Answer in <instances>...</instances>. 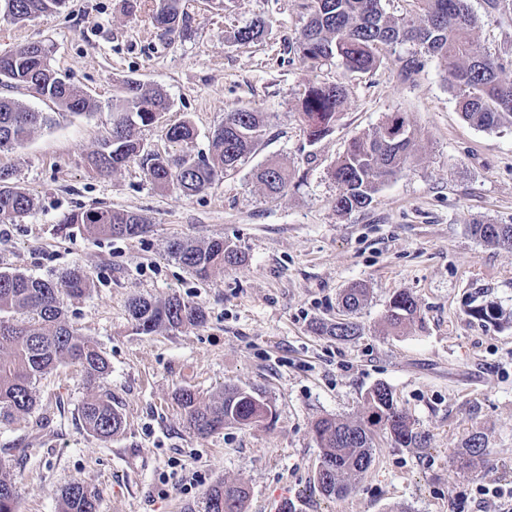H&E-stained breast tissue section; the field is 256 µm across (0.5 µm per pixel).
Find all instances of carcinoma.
I'll return each mask as SVG.
<instances>
[{
    "label": "carcinoma",
    "mask_w": 512,
    "mask_h": 512,
    "mask_svg": "<svg viewBox=\"0 0 512 512\" xmlns=\"http://www.w3.org/2000/svg\"><path fill=\"white\" fill-rule=\"evenodd\" d=\"M384 0H313L311 17L296 38L294 49L311 68L335 59L349 72H367L383 62L384 50L412 43L420 53L439 63L455 97L463 119L481 129L512 125V80L506 75L512 58L484 52L474 35L475 18L469 0H408L410 8L398 17L389 15ZM65 0H0V14L14 21L32 20L60 10ZM153 19L169 34L187 36L191 17L183 0H157ZM265 21L257 19L237 31L238 42H251L263 35ZM53 47L29 42L11 53L0 55V85L34 91L73 114L99 108L91 96L76 89L67 77L51 65ZM346 92L338 83L308 86L301 100L302 118L309 141L324 137L344 104ZM170 101L160 90L128 80L120 95L108 104L112 127L89 164L100 175L110 176L138 157L146 161L150 179L159 186H174L192 196L210 188L228 170H233L258 145L266 121L254 108H238L226 113L224 124L211 137L209 153L190 149L195 130L184 120L164 127L168 142L180 147L173 154H146L138 132L159 123L170 111ZM51 121V116L35 112L9 98H0V150L24 144L34 131ZM414 129L407 113L390 112L370 134L348 142L333 171L340 190L336 211L348 213L367 208L374 194L413 159ZM11 174L0 169V220L14 221L28 214L35 199L10 183ZM256 179L271 196L288 189V171L276 163L261 168ZM63 226L76 225L93 238H133L148 231L146 219L133 211L88 208L72 211L60 220ZM471 233L484 243L512 249V224L477 223ZM169 253L198 278L205 280L226 264L241 261L238 252L212 239L203 244L174 240ZM90 278L76 268L58 280L0 272V424L32 412L35 385L61 363L81 367L94 385L106 378L108 359L90 338L77 332L68 321L64 298H79L90 288ZM367 298V288L354 286L341 299L348 317L323 323L318 331L339 341L360 335V325L349 319ZM133 328L139 334L179 330L197 326L204 320L202 307L176 295L163 301L134 298L128 305ZM469 315L490 322L512 323V313L494 304L472 309ZM387 320L395 328L421 320L417 299L408 292L392 297ZM177 401L194 433L205 436L219 431L228 420L243 427L255 424L272 413L269 404L243 399L235 387L209 402L190 389L178 391ZM84 427L93 435L108 439L121 428V415L112 406L108 392L94 394L81 407ZM312 431L323 469L316 470V482L328 498L350 494L373 461V440L386 434L397 448H426L428 436L418 431L409 416L394 400L387 385L373 386L364 397L363 412L356 420L338 417L318 419ZM488 455L485 438L469 435L456 452L462 469ZM249 490L242 484L221 483L204 495L201 512H245ZM16 488L10 472L0 462V512H16ZM59 512H96L94 494L74 482L60 494Z\"/></svg>",
    "instance_id": "carcinoma-1"
}]
</instances>
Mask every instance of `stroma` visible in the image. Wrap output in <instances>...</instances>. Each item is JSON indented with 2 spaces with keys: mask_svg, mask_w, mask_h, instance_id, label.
I'll return each instance as SVG.
<instances>
[{
  "mask_svg": "<svg viewBox=\"0 0 512 512\" xmlns=\"http://www.w3.org/2000/svg\"><path fill=\"white\" fill-rule=\"evenodd\" d=\"M189 36L165 35L150 15L155 0H66L61 10L16 23L0 16V54L30 41L52 45L53 67L98 111L75 116L24 88L0 86L52 125L0 151V168L36 200L28 215L0 222V271L59 278L80 267L94 286L66 300L67 319L93 339L111 372L89 386L80 366L58 365L35 385L37 405L0 425V460L13 475L17 512H58L59 494L81 482L97 512H187L224 481L249 490L245 512H272L290 485L297 512H497L478 484L512 487V324L481 321L472 308L512 310V250L481 242L472 223L512 224V126L464 121L437 61L423 58L413 80L400 62L418 54L389 49L366 73L336 61L309 69L290 44L311 14L310 0H185ZM476 35L491 54L512 55V12L487 14L469 0ZM266 22L253 43L234 33ZM161 90L171 109L163 124L190 121L194 150L238 107L264 112L266 127L244 164L193 196L152 183L140 162L102 176L89 154L112 126L107 105L122 81ZM339 83L346 101L331 131L310 142L300 100L311 84ZM408 114L416 131L410 167L383 184L370 206L338 213L332 171L349 140L372 132L387 113ZM275 162L292 174L269 197L256 172ZM90 206L142 214L148 233L90 239L59 228L64 213ZM221 238L244 260L200 280L172 258L171 241ZM365 284L362 333L343 342L317 331L341 317L340 296ZM401 291L416 297L422 323L394 331L385 314ZM198 303L200 325L136 333L132 298L171 295ZM429 437L425 448L374 440L373 463L345 498L316 482L320 450L312 432L324 416L356 418L377 383ZM234 385L261 394L276 416L207 436L187 426L176 399ZM110 391L122 428L109 439L89 433L82 403ZM482 432L489 455L468 470L454 453Z\"/></svg>",
  "mask_w": 512,
  "mask_h": 512,
  "instance_id": "35a3bbf8",
  "label": "stroma"
}]
</instances>
